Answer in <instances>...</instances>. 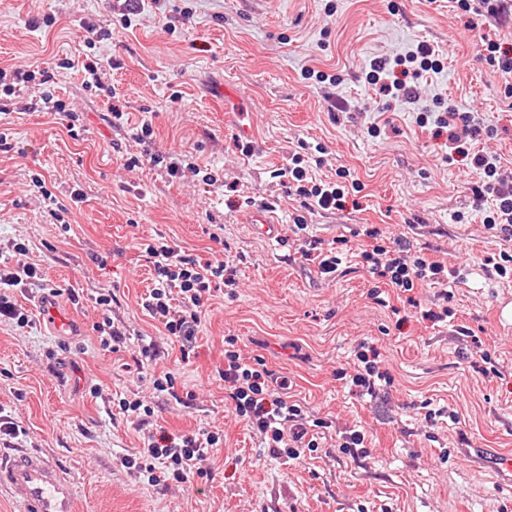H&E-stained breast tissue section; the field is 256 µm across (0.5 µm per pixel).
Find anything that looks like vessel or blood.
I'll return each mask as SVG.
<instances>
[{
  "label": "vessel or blood",
  "instance_id": "b4317fda",
  "mask_svg": "<svg viewBox=\"0 0 512 512\" xmlns=\"http://www.w3.org/2000/svg\"><path fill=\"white\" fill-rule=\"evenodd\" d=\"M225 105L235 108L233 124L237 134L252 137L253 127L245 123L240 92L221 88ZM470 456L479 459L498 477L501 488L512 489V456L489 448H473ZM8 491L15 512H80L81 491L49 455L35 448L0 452V491Z\"/></svg>",
  "mask_w": 512,
  "mask_h": 512
}]
</instances>
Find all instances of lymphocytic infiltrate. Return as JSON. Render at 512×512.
I'll return each mask as SVG.
<instances>
[{
  "instance_id": "1",
  "label": "lymphocytic infiltrate",
  "mask_w": 512,
  "mask_h": 512,
  "mask_svg": "<svg viewBox=\"0 0 512 512\" xmlns=\"http://www.w3.org/2000/svg\"><path fill=\"white\" fill-rule=\"evenodd\" d=\"M432 54V48L422 44L394 61L375 62L376 74H383L393 66L401 73L400 78L382 83V92L412 99L413 80L419 79L423 72L440 69L439 64L432 61ZM470 163L486 177L485 182L474 188L476 199L489 194L495 201L489 225L512 234V186L497 179L496 157L477 152L472 154ZM288 176V192L298 197L302 208L301 215L293 219L299 230L306 227L304 211L334 208L345 194L338 184L314 182L297 155L291 158ZM143 251L153 265L154 278L141 306L162 325L166 336L175 339L181 354H188L215 284L234 285L237 265L231 259L217 263L199 260L178 243L168 240L144 243ZM361 257L373 277L388 279L396 288L409 291L418 281L441 286L448 283L449 270L445 265L426 260L403 247L391 250L376 245L372 250L363 251ZM39 276L37 267L30 264L0 267V318L23 325L32 323L31 313L18 308L10 292ZM226 343L224 368L219 377L236 416L262 435L266 448L276 457L297 459L305 451L314 450L316 443L307 437L301 407L276 392L265 361L243 357L234 347V337H227ZM220 441L218 433L205 429L176 437L150 433L144 435L142 448L134 455L123 457L122 463L143 475L149 486L164 491L170 483L184 484L207 476L205 463Z\"/></svg>"
}]
</instances>
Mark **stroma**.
Listing matches in <instances>:
<instances>
[{"mask_svg": "<svg viewBox=\"0 0 512 512\" xmlns=\"http://www.w3.org/2000/svg\"><path fill=\"white\" fill-rule=\"evenodd\" d=\"M115 3L0 0V70L54 75L28 83L0 112L12 144L0 151V253L41 271L14 292L33 323L0 321V408L24 430L0 449L52 455L78 482L81 512H512V491L465 454L512 453V325L499 321L500 308L512 306V277L488 264L512 256V236L486 223L491 203L474 202L482 172L449 161L447 133L427 120L444 103L469 114L484 128L470 151L497 157L512 181V99L485 52L490 39L512 47V21L461 12L454 0H160L124 30ZM82 20L111 38L83 41ZM421 42L443 70L424 74L413 101L367 83L374 58ZM92 60L103 68L88 88L82 66ZM222 83L245 96L250 152L211 94ZM115 92L128 113L120 127L111 123ZM48 93L66 114L39 111ZM145 120L147 145L132 137ZM146 148L192 155L200 172L173 182L161 165L126 171L125 159ZM295 155L313 177L349 188L341 208L305 212L299 233V203L277 175ZM46 190L67 203L63 222L46 214ZM74 190L82 202H71ZM264 211L282 227L279 242L249 224ZM371 227L388 246L466 267L467 279L409 293L377 283L360 258ZM341 236L347 259L335 276L302 258L304 241L331 248ZM160 237L205 261L245 258L233 296L205 306L186 362L140 306L153 266L138 245ZM47 288L74 325L70 337L55 336L38 315ZM106 291L118 298L115 325L157 342L149 368L138 369L131 344L116 352L100 345L94 298ZM442 304L448 321L428 319ZM228 336L243 356L263 357L287 378L317 451L272 457L236 416L218 377ZM365 343L392 378L371 402L349 381ZM166 373L175 395L150 383ZM122 395L140 396L153 415L142 424L118 414L112 400ZM430 408L441 417L426 419ZM202 427L224 441L211 453L210 476L192 485L159 493L121 464L144 431ZM352 429L365 433L366 454L341 448V433Z\"/></svg>", "mask_w": 512, "mask_h": 512, "instance_id": "obj_1", "label": "stroma"}]
</instances>
